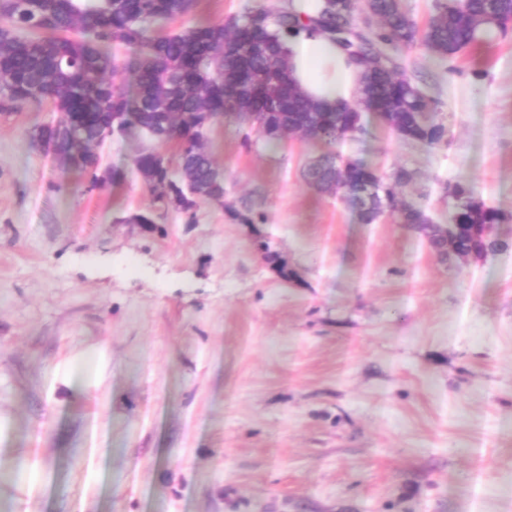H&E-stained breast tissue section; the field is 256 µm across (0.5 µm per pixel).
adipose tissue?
<instances>
[{
    "mask_svg": "<svg viewBox=\"0 0 512 512\" xmlns=\"http://www.w3.org/2000/svg\"><path fill=\"white\" fill-rule=\"evenodd\" d=\"M288 59L299 89L328 104H351L357 99L359 72L345 52L324 35L308 30L288 41Z\"/></svg>",
    "mask_w": 512,
    "mask_h": 512,
    "instance_id": "obj_1",
    "label": "adipose tissue"
}]
</instances>
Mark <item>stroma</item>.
I'll use <instances>...</instances> for the list:
<instances>
[{"instance_id":"stroma-1","label":"stroma","mask_w":512,"mask_h":512,"mask_svg":"<svg viewBox=\"0 0 512 512\" xmlns=\"http://www.w3.org/2000/svg\"><path fill=\"white\" fill-rule=\"evenodd\" d=\"M396 54L441 143L370 116L270 144L227 116L207 141L224 202L190 215L130 173L139 136L100 147L128 176L89 192L29 142L49 104L0 116V512H512V251L441 262L303 176L332 151L435 223L457 185L512 213V27L450 61ZM93 348L101 380L62 385Z\"/></svg>"}]
</instances>
